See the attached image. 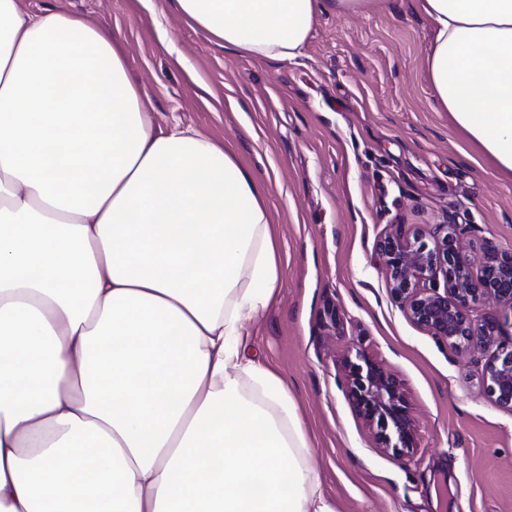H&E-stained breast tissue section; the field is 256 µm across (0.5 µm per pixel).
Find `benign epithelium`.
Listing matches in <instances>:
<instances>
[{"label":"benign epithelium","instance_id":"1","mask_svg":"<svg viewBox=\"0 0 512 512\" xmlns=\"http://www.w3.org/2000/svg\"><path fill=\"white\" fill-rule=\"evenodd\" d=\"M391 296L407 317L437 340L461 351L488 353L483 371L485 396L512 410V336L503 322L473 315L475 307L492 301L512 312V250L487 251L479 261L464 250L454 226L433 244L421 236L396 232L376 246ZM443 278L444 286L437 285ZM347 384L353 403L385 450L403 455L414 448L416 429L401 384L363 353L346 361Z\"/></svg>","mask_w":512,"mask_h":512}]
</instances>
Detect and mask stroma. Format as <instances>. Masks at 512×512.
Segmentation results:
<instances>
[{
    "label": "stroma",
    "mask_w": 512,
    "mask_h": 512,
    "mask_svg": "<svg viewBox=\"0 0 512 512\" xmlns=\"http://www.w3.org/2000/svg\"><path fill=\"white\" fill-rule=\"evenodd\" d=\"M111 31L155 126L173 119L229 146L266 182L280 253L249 354L295 403L334 512H512V411L485 396V353H458L392 300L376 255L402 232L455 224L472 258L512 249V178L438 109L421 70L435 30L420 0L324 8L298 57L224 47L173 0H23ZM393 373L417 446L378 448L355 409L345 358Z\"/></svg>",
    "instance_id": "35a3bbf8"
}]
</instances>
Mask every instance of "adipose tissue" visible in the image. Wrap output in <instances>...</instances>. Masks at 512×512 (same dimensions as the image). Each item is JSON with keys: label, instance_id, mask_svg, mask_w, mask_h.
Instances as JSON below:
<instances>
[{"label": "adipose tissue", "instance_id": "ef3b65f1", "mask_svg": "<svg viewBox=\"0 0 512 512\" xmlns=\"http://www.w3.org/2000/svg\"><path fill=\"white\" fill-rule=\"evenodd\" d=\"M174 4L280 61L320 10ZM421 8L440 109L512 175V0ZM263 193L194 127H154L110 33L0 0V512H334L243 354L280 279Z\"/></svg>", "mask_w": 512, "mask_h": 512}]
</instances>
